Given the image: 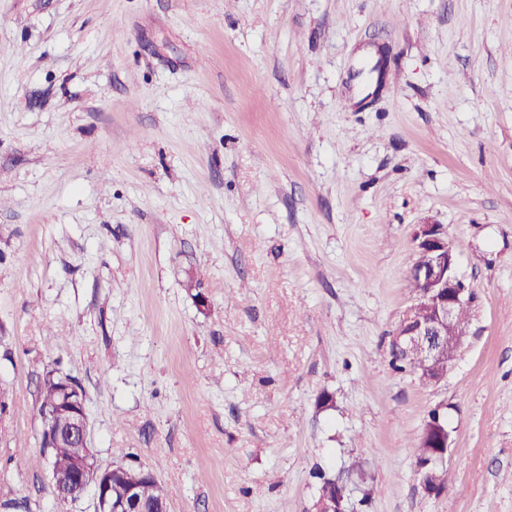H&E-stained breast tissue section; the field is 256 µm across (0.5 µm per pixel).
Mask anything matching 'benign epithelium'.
I'll list each match as a JSON object with an SVG mask.
<instances>
[{"label": "benign epithelium", "mask_w": 512, "mask_h": 512, "mask_svg": "<svg viewBox=\"0 0 512 512\" xmlns=\"http://www.w3.org/2000/svg\"><path fill=\"white\" fill-rule=\"evenodd\" d=\"M415 252L424 262L414 264L408 278L417 292L414 302L404 311L394 340L396 348L417 351L432 360L441 351L440 342L450 336H466L468 328L455 327L456 312L475 301L472 289L458 275L456 255L448 241L447 230L441 224L419 225L413 238ZM80 390L70 385L56 410L40 413L62 420L66 432L80 447H89V424L84 402L78 400ZM437 432V450L423 465L417 466L419 486L428 496L437 494L439 472L447 470L450 438L447 423L440 413L431 415L425 426V436ZM58 497L67 503L80 501L88 486L95 487L94 512H166V508H148L139 494V482L144 473H128L125 488L112 496V467L102 468L81 458L75 463L68 478H61L51 470Z\"/></svg>", "instance_id": "obj_1"}]
</instances>
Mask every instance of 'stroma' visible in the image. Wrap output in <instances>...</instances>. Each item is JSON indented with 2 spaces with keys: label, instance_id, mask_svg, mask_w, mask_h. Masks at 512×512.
I'll list each match as a JSON object with an SVG mask.
<instances>
[{
  "label": "stroma",
  "instance_id": "1",
  "mask_svg": "<svg viewBox=\"0 0 512 512\" xmlns=\"http://www.w3.org/2000/svg\"><path fill=\"white\" fill-rule=\"evenodd\" d=\"M511 51L512 0H0V512H93L49 370L168 512H310L355 456L370 512H512ZM429 221L476 296L436 384L390 363ZM63 378L79 385L75 379L69 376L62 377L55 375L53 370L47 371L39 386V412L43 408L53 405L57 400L60 381ZM65 395L56 410L51 413L42 411L40 417L41 419H46L48 416L59 418L65 425L68 435L78 443V446L89 448V424L84 410V402L79 400L80 390L75 385H70L65 390ZM73 397H76V400H73ZM432 431L437 432L438 441L436 448H427L428 445L422 442V433L416 438L415 444L417 449V458L427 455L429 456L436 450L429 458L428 462L424 465H417L419 486L422 492L428 496H436L437 486L439 483L440 485H448V473L445 472L447 471V456L448 449L450 448V438L447 423L441 418L438 411L432 414L427 422L425 426V436L429 437ZM441 471L445 472H442L439 476V483L437 481H433L432 478L436 477Z\"/></svg>",
  "mask_w": 512,
  "mask_h": 512
}]
</instances>
